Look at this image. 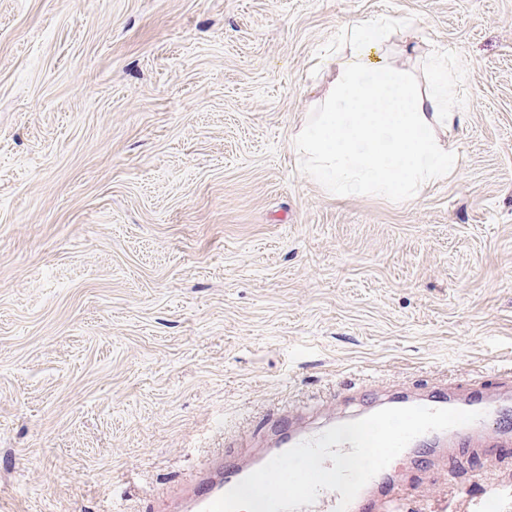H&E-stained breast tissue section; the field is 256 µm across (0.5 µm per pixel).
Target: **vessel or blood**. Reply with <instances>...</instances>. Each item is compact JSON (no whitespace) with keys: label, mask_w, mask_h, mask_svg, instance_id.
Segmentation results:
<instances>
[{"label":"vessel or blood","mask_w":512,"mask_h":512,"mask_svg":"<svg viewBox=\"0 0 512 512\" xmlns=\"http://www.w3.org/2000/svg\"><path fill=\"white\" fill-rule=\"evenodd\" d=\"M464 407L469 411L482 412V419L445 431H432L414 439L406 451L412 456L415 465L430 467L434 457L439 454L453 455L462 448L481 446L493 437L505 442L512 440V431L504 427L508 416L512 415V410L506 404L481 398L465 402ZM294 418V413L286 410L273 416L271 424L275 429L274 443L256 461L240 463L222 451L209 455L193 483L184 488L178 512H202L203 508L274 456L320 434V427L297 426ZM386 485L385 473H378L348 505L347 512H406L405 504L384 497Z\"/></svg>","instance_id":"b4317fda"}]
</instances>
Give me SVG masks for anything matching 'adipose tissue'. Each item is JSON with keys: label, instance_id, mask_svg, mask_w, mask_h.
<instances>
[{"label": "adipose tissue", "instance_id": "ef3b65f1", "mask_svg": "<svg viewBox=\"0 0 512 512\" xmlns=\"http://www.w3.org/2000/svg\"><path fill=\"white\" fill-rule=\"evenodd\" d=\"M391 21L344 29L339 57L322 64L323 92L292 138L308 177L338 198L373 195L406 202L457 171L446 138L462 126L444 55L427 59L430 86L392 59Z\"/></svg>", "mask_w": 512, "mask_h": 512}]
</instances>
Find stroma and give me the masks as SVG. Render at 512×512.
<instances>
[{
	"label": "stroma",
	"instance_id": "obj_1",
	"mask_svg": "<svg viewBox=\"0 0 512 512\" xmlns=\"http://www.w3.org/2000/svg\"><path fill=\"white\" fill-rule=\"evenodd\" d=\"M447 50L458 171L340 199L290 140L346 24ZM512 0H0V512H169L288 407L512 396ZM410 512H512V445L392 460ZM494 472L498 483H476Z\"/></svg>",
	"mask_w": 512,
	"mask_h": 512
}]
</instances>
